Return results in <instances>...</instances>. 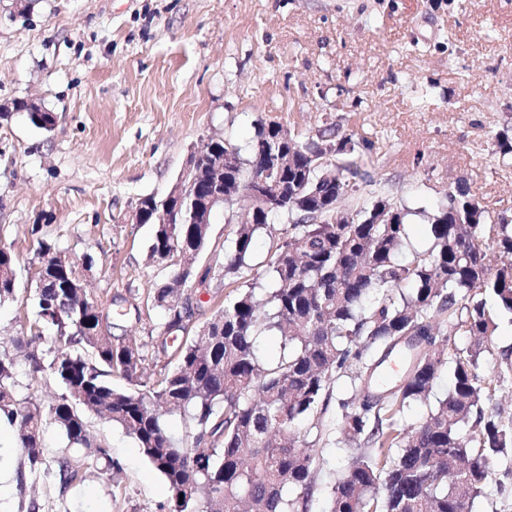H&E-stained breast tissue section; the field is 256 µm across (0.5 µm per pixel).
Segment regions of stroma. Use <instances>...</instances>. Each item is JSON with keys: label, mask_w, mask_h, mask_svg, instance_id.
<instances>
[{"label": "stroma", "mask_w": 512, "mask_h": 512, "mask_svg": "<svg viewBox=\"0 0 512 512\" xmlns=\"http://www.w3.org/2000/svg\"><path fill=\"white\" fill-rule=\"evenodd\" d=\"M56 115L35 127L19 101ZM312 136L340 121L373 146L378 187L433 209L466 182L490 220L512 215V158L494 136L512 124V0H0V226L19 258L28 226L49 223L58 249L90 254L92 293L107 298L161 282L147 262L153 228L127 218L164 197L191 147L221 135L245 143L256 120ZM477 373L512 424V315ZM120 483L88 461L61 488L66 445L46 432V469L0 490V512H161L162 475L133 438L96 416ZM330 406L310 512H324L349 454Z\"/></svg>", "instance_id": "stroma-1"}]
</instances>
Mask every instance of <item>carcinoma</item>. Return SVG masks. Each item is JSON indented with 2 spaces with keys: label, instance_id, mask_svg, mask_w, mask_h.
<instances>
[{
  "label": "carcinoma",
  "instance_id": "1",
  "mask_svg": "<svg viewBox=\"0 0 512 512\" xmlns=\"http://www.w3.org/2000/svg\"><path fill=\"white\" fill-rule=\"evenodd\" d=\"M17 108L40 128L54 125L42 105ZM270 137L293 158L274 179L286 204L258 209L252 224L231 215L218 267L202 261L209 225H154L148 260L166 277L129 294L136 321L165 312L145 343L100 335L114 328L117 297L88 294L84 271L93 258L58 250L49 225L31 226L32 310L18 316L11 341L33 378L48 370L64 392L46 407L19 399L14 357L0 353V426L13 430L29 473L44 464L53 425L67 441L57 460L62 485L84 458L104 461L119 477L122 465L88 429L94 414L136 441L165 479L175 512H309L317 460L299 426L327 410L334 383L347 377L353 395L336 402L351 458L326 496L327 512H472L493 458L504 461L497 489L509 492L512 426L489 405L488 382L476 368L495 330L486 297L512 314V220L487 224L486 207L465 182L448 188L430 212L385 193L355 200L374 183L371 146L338 121L306 140L260 121L243 146L215 143L213 158L234 154L239 162L229 177L247 183L258 144ZM327 138L336 163L325 165ZM415 213L430 226L429 246L404 260ZM263 233L273 239L265 283L252 275L253 244ZM196 283L213 309L203 334L193 328L188 296ZM226 283L237 284V294L221 302ZM17 292L13 244L0 237V303ZM459 333L471 337L464 350L450 344ZM262 335L280 337L271 361L260 354ZM44 342L45 353L38 350ZM395 353L404 357V375L382 389L377 372ZM163 356L160 368L150 367ZM445 364L453 378L448 394L419 421L404 422L405 408L433 396ZM114 375L127 387H114ZM172 415L184 421V445L167 429Z\"/></svg>",
  "mask_w": 512,
  "mask_h": 512
}]
</instances>
